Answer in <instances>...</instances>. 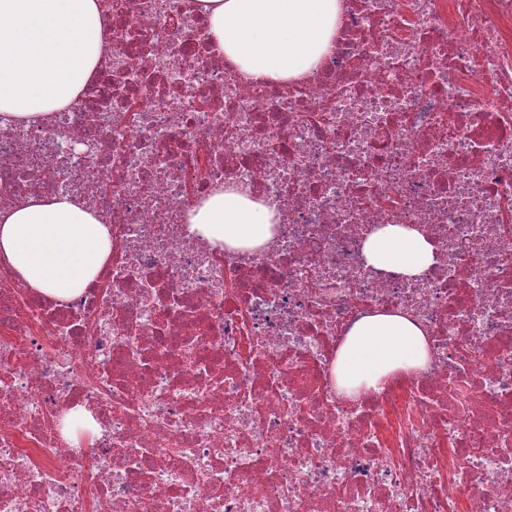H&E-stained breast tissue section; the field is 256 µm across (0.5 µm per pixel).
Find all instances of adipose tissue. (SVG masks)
I'll list each match as a JSON object with an SVG mask.
<instances>
[{"label":"adipose tissue","instance_id":"1","mask_svg":"<svg viewBox=\"0 0 512 512\" xmlns=\"http://www.w3.org/2000/svg\"><path fill=\"white\" fill-rule=\"evenodd\" d=\"M210 33L225 57L255 79L306 75L330 44L340 0H201ZM104 52L98 0H0V115L28 123L64 109L93 76ZM212 245L256 249L273 234V209L230 186L188 215ZM111 233L82 200L33 197L0 214V256L29 287L67 298L98 275ZM367 265L418 277L433 263L430 241L389 224L366 240ZM422 329L407 315H368L355 323L336 356L339 393L377 388L396 371L427 363Z\"/></svg>","mask_w":512,"mask_h":512}]
</instances>
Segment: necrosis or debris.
I'll list each match as a JSON object with an SVG mask.
<instances>
[{
	"mask_svg": "<svg viewBox=\"0 0 512 512\" xmlns=\"http://www.w3.org/2000/svg\"><path fill=\"white\" fill-rule=\"evenodd\" d=\"M102 2L95 76L0 119V212L75 196L114 242L65 299L0 258V512H512V0H342L288 82L197 0ZM230 184L278 213L265 246L191 232ZM387 224L434 244L420 277L365 263ZM378 312L430 358L339 395Z\"/></svg>",
	"mask_w": 512,
	"mask_h": 512,
	"instance_id": "1",
	"label": "necrosis or debris"
}]
</instances>
